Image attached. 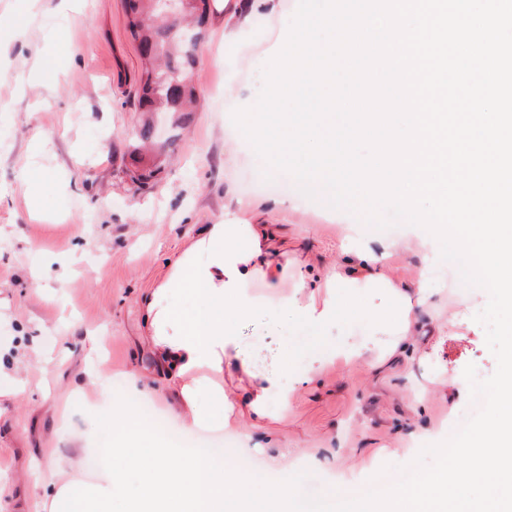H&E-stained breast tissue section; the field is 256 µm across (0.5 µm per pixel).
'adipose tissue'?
Segmentation results:
<instances>
[{
    "instance_id": "adipose-tissue-1",
    "label": "adipose tissue",
    "mask_w": 512,
    "mask_h": 512,
    "mask_svg": "<svg viewBox=\"0 0 512 512\" xmlns=\"http://www.w3.org/2000/svg\"><path fill=\"white\" fill-rule=\"evenodd\" d=\"M397 245L394 239L362 242L347 251L340 271L313 279L307 274L308 260H289L270 225L241 216L207 225L169 263L164 279L141 305L154 370L168 383L172 411L189 429L212 423L228 429L245 418L265 432L287 412L296 379L308 382L329 365L347 367L365 360L380 344L385 358L405 353L422 359L419 350H407L406 341L420 329L417 309L430 305L435 295L428 286L433 267L425 265L412 284L394 280L386 259ZM290 274L294 290L278 299L284 316L327 327L338 320L342 300L366 294L379 297L383 309L374 320V334L310 350L301 359L285 357L278 372L262 374L255 370L252 354L240 347L231 323L260 306L244 291V283L259 279L277 292ZM177 294L193 298L196 310L186 313L172 306ZM231 369L241 380L229 389L223 381ZM141 393L139 386H131L128 397L112 403L111 466L85 482L71 473L68 461H57L42 498L43 512H112L118 498L125 502L124 512H225L231 499L237 512H251L258 493L270 512H289L301 504L303 489L289 476L261 486L231 464L172 446L129 404V397ZM206 395L220 400L221 416L203 406Z\"/></svg>"
}]
</instances>
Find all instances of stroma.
Returning a JSON list of instances; mask_svg holds the SVG:
<instances>
[{
    "mask_svg": "<svg viewBox=\"0 0 512 512\" xmlns=\"http://www.w3.org/2000/svg\"><path fill=\"white\" fill-rule=\"evenodd\" d=\"M298 0H212L208 37L192 80L201 96L181 126L167 112H139L142 62L128 30L124 0H0V349L20 363L21 393L0 401V512H42L50 466L70 458L75 436L110 439L104 420L113 398L151 367L140 303L206 225L254 205L256 224L280 225L289 251L315 269L341 264L349 226L365 238L380 231L345 211L327 217L326 195L308 198L266 162L231 113L257 100L263 59L283 46ZM51 62L44 73L40 65ZM158 128L162 171L154 186L132 181L130 143L143 122ZM442 295L417 310L420 323L461 318L447 336L415 337L426 361L375 372L364 363L331 367L297 385L274 430L292 478L330 500L356 496L355 485L381 471L401 474L417 441H443L474 409L463 371L478 379L496 369L475 316L488 302L481 288H452L435 267ZM368 295L341 309L340 326L319 329L284 319L274 303L236 324L259 371H278L288 350L346 339L369 327ZM107 335L106 388L85 392L83 369L96 355L83 338Z\"/></svg>",
    "mask_w": 512,
    "mask_h": 512,
    "instance_id": "obj_1",
    "label": "stroma"
}]
</instances>
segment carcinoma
Listing matches in <instances>:
<instances>
[{
    "label": "carcinoma",
    "mask_w": 512,
    "mask_h": 512,
    "mask_svg": "<svg viewBox=\"0 0 512 512\" xmlns=\"http://www.w3.org/2000/svg\"><path fill=\"white\" fill-rule=\"evenodd\" d=\"M159 0H127L126 9L131 37L143 49L144 69L141 75L140 106L144 112L179 113V120L191 119L196 88L183 82L197 63L192 42L204 38L202 29L209 0H187L186 14L191 23L176 32L157 20ZM153 140L152 128L145 123L139 129L137 143L132 145L136 168L132 180L146 186L156 181L161 164L142 153L145 143Z\"/></svg>",
    "instance_id": "obj_1"
}]
</instances>
